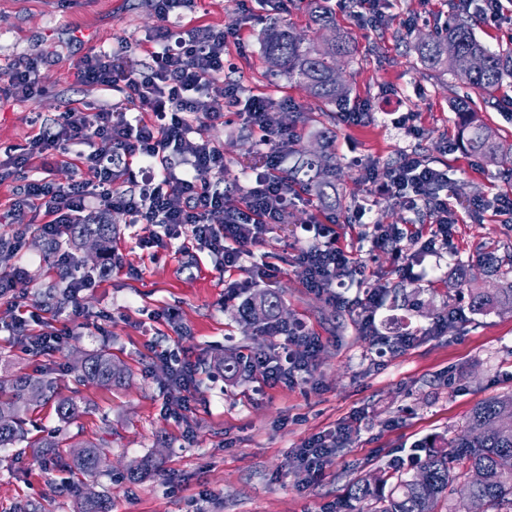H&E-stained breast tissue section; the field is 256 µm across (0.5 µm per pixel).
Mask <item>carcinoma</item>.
Segmentation results:
<instances>
[{
	"label": "carcinoma",
	"instance_id": "1",
	"mask_svg": "<svg viewBox=\"0 0 512 512\" xmlns=\"http://www.w3.org/2000/svg\"><path fill=\"white\" fill-rule=\"evenodd\" d=\"M311 5V20L320 28H333L332 13L322 0H307ZM264 57L276 72L300 83L319 103L320 112L343 101L346 87L336 78L338 59L354 53L353 39L345 31L324 43L306 42L288 24L273 21L267 24L263 37ZM416 51L424 65L432 70L445 68L448 74L458 78L472 90L484 94L486 103H492L494 92L507 76H512V54L495 52L487 48L475 35L472 24L448 19L446 26L418 38ZM453 111L470 115L460 128V138L466 150L488 163L512 152V144L504 143L495 131L471 112L467 97L451 101ZM325 145L320 154L309 157L296 147L294 153L302 156L296 167L288 171L294 182L309 185L318 199L330 209H336L332 194L340 168L336 155L331 152L330 136L323 135ZM73 241L92 240L96 250L104 254L112 245V225L75 224L70 231ZM504 254L489 253L484 261L488 276L508 277L512 272V248L503 246ZM460 286L468 287L472 308L478 312L512 311V281L502 282L489 290L473 288L462 280ZM281 299L277 292L268 291L260 299L252 298L242 308L241 317L263 330L267 326L283 324L279 316ZM84 366L77 368L80 381L95 382L109 387L125 384L127 370L116 364L112 354L99 349L84 356ZM56 399V414L64 423L75 420L80 406L73 398H60L56 381L51 377L0 376V447L28 440V430L20 411L44 399ZM512 409V392L488 398L478 403L454 437H442L439 444L424 449V457L417 460L413 470L395 464L380 473L374 481L355 483L349 499L357 504L365 503L368 510L358 512H467L464 500L455 497V485L466 479L473 470L486 473L487 480L470 489V493L483 499L489 512H512V472L499 468V459L512 456V427L496 433L487 428L495 423L505 410ZM33 447L44 453L55 464L71 472L94 476L100 467L98 447L84 442L81 455L64 459L60 441L55 437L41 438ZM156 460L151 455L140 459L127 471L131 482L141 481L155 470ZM389 491H384L385 486ZM78 512H109L106 499L87 495L79 497Z\"/></svg>",
	"mask_w": 512,
	"mask_h": 512
}]
</instances>
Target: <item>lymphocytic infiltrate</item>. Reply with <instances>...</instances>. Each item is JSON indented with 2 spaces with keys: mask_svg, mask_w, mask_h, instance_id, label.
Instances as JSON below:
<instances>
[{
  "mask_svg": "<svg viewBox=\"0 0 512 512\" xmlns=\"http://www.w3.org/2000/svg\"><path fill=\"white\" fill-rule=\"evenodd\" d=\"M150 4L160 25L145 48L125 40L90 47L76 59L74 76L78 82L119 93L123 101L153 113V120L131 123L112 106L98 105L79 114L62 112L52 122L41 123L25 145L0 158V183L24 175L35 159L64 158L73 152L83 175L65 185L46 176L26 177L0 220L25 224L30 215L44 213L41 230L55 239L68 234L72 225L104 224L112 212L120 211L134 224L166 226V236L148 233L141 237V246L159 248L164 238L187 236L219 255L225 271L231 272L239 268L244 247L285 223L289 208L302 199L285 171L288 147L297 134L272 126L271 114L281 108L280 100L264 94L244 96L237 83L225 80L232 50L244 45L242 30L195 22L186 35L177 36L167 22L171 15L193 9L195 0ZM140 50L148 63L126 67V59ZM52 62V56L37 52L14 64L0 78V98L26 101L42 96L46 88L41 68ZM237 106L243 109L242 119L260 131V143L268 148V168L251 177L243 207L232 211L223 192L213 186L224 178V153L200 127ZM139 167L150 169L151 178L137 180ZM365 173L368 182L380 185L403 210L425 214L428 223L415 233L406 225H378L374 246L396 248L403 240L414 239L417 259L404 265L403 275L412 282L432 275L435 268L428 265V258L456 250L452 226L458 216L443 193L447 175L413 152L383 168L366 165ZM298 260L305 268L306 288L343 303L336 281L359 269L352 246L330 238L301 250ZM267 333L283 336L280 351L253 354L249 365L265 386L296 384L298 373L308 371L316 357L319 337L299 322L284 331L270 326Z\"/></svg>",
  "mask_w": 512,
  "mask_h": 512,
  "instance_id": "f902f5d3",
  "label": "lymphocytic infiltrate"
}]
</instances>
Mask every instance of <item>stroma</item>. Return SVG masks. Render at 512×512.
Listing matches in <instances>:
<instances>
[{"instance_id":"stroma-1","label":"stroma","mask_w":512,"mask_h":512,"mask_svg":"<svg viewBox=\"0 0 512 512\" xmlns=\"http://www.w3.org/2000/svg\"><path fill=\"white\" fill-rule=\"evenodd\" d=\"M197 0L194 19L219 29L243 26L245 47L234 54L231 79L245 95L267 94L291 100L297 110L311 113L308 123H294L282 111L284 125H295L299 145L318 148L321 132L336 137V161L342 169L336 184V222L341 244L356 246L364 273L345 279L342 307L329 304L303 284L296 261L299 248L313 244L305 225L311 221L304 205L291 207L287 225L275 227L262 242L246 247L240 270L226 274L207 249L172 239L159 254L139 244L145 231L127 215L113 212L112 248L122 269L107 279L94 275L96 255L60 238V249L91 274L78 295L58 301L53 287L63 270L46 256L47 245L38 225L18 232L0 223V270L20 266L27 275L21 286L29 301L41 304L40 317L64 336L50 354L26 348L0 324V371L9 374L50 373L58 392L77 393L82 413L64 424L55 403L46 400L25 413L31 440L60 431L68 442L91 441L101 454V474L86 479L92 491L106 493L111 512H322L345 502L352 483L407 459L415 449L435 439L453 436L475 404L512 392V312L473 311L455 290L459 271L487 285L480 263L486 252L512 245V223L487 216L455 225L457 253L444 258L434 282L417 284L401 276L407 253L372 249L377 225L402 224L409 215L374 185L363 181L366 163L394 164L401 153L415 151L426 165L448 176V201L465 212L471 200L492 199L512 192V155L489 164L459 146L461 114L450 99L465 93L448 73L429 70L414 44L418 35L446 23L448 0H432L427 24L407 26L421 12V0H388L382 27L359 25L348 13L336 11V24L355 40L354 55L340 59L338 73L348 89L346 102L366 100L372 118L362 126H347L341 115L318 114L315 100L296 81L273 75L262 47V31L275 15L274 0ZM158 20L147 0H0V74L37 49L57 52L44 69L45 95L28 100L0 99V149L25 142L34 132L33 114L55 118L65 104L75 111L108 102L100 87L77 83L73 61L89 47L117 39L133 43L154 32ZM473 109L501 139L512 142V77L495 94L493 106L473 95ZM295 109V110H296ZM417 115L418 136L399 129L404 112ZM204 134L224 152L228 166L230 205L243 203L251 175L245 164L258 149V135L242 121L206 125ZM374 201L365 223H347V209ZM20 236L22 249L11 254L5 242ZM278 265L275 284L283 300L286 321L302 320L322 340L310 376L293 386L259 384L251 372L224 373L218 358L230 352H272L276 337L255 334L242 321L239 307L266 291L251 279L254 266ZM240 284L235 298H226L225 280ZM385 294L376 324L389 315L420 332L418 342L391 350L360 332L356 300L363 288ZM80 317H72V308ZM460 317L436 336L425 330L445 311ZM108 349L129 373L119 389L93 383L76 385L73 369L84 353ZM178 350L196 368L191 392L176 388L168 372L157 366L155 354ZM349 424L333 463L320 476L299 468L293 453L313 436ZM155 455L152 477L137 483L122 473L146 455ZM71 475L45 464L29 442L0 447V512H78Z\"/></svg>"}]
</instances>
